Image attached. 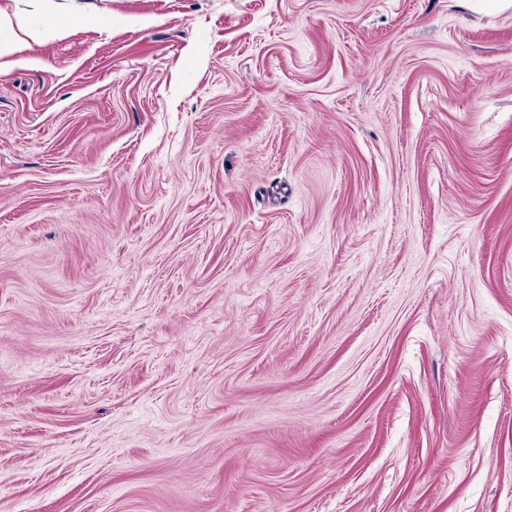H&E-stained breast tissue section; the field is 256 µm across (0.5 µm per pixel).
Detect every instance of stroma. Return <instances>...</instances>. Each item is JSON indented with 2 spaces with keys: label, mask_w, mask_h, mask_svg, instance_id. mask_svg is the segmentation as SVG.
<instances>
[{
  "label": "stroma",
  "mask_w": 512,
  "mask_h": 512,
  "mask_svg": "<svg viewBox=\"0 0 512 512\" xmlns=\"http://www.w3.org/2000/svg\"><path fill=\"white\" fill-rule=\"evenodd\" d=\"M52 5L0 0V512H512V0ZM33 35L34 32L25 15L0 11V67L10 64L9 58L16 53L18 44L24 41L25 37H33Z\"/></svg>",
  "instance_id": "stroma-1"
}]
</instances>
